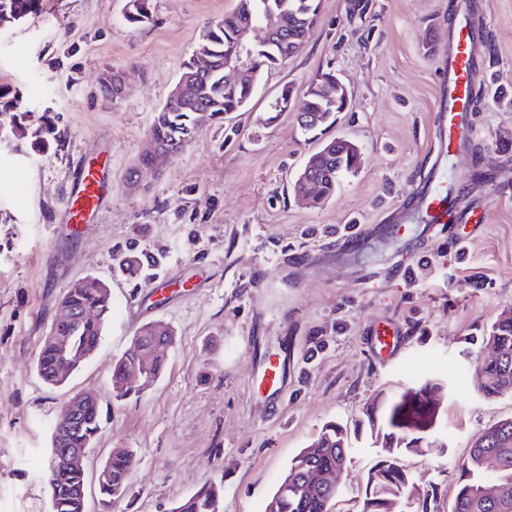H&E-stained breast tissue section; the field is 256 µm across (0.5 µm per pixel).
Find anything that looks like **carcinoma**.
Listing matches in <instances>:
<instances>
[{
    "mask_svg": "<svg viewBox=\"0 0 512 512\" xmlns=\"http://www.w3.org/2000/svg\"><path fill=\"white\" fill-rule=\"evenodd\" d=\"M300 0H237L235 8L224 17L208 23L196 50L182 64L181 74L190 73L196 65V56L209 60L207 71L196 75L186 86L191 101L189 109H169L165 106L155 112L150 137L159 143L192 140L200 131L197 111L208 113L209 120L224 122L228 114L241 109L243 102L252 99L249 88L240 84H224V58L232 51L234 34L240 25L256 21L268 10L283 13V38L278 40L272 55L264 54L254 63L246 59L256 76L280 66L278 60L295 56L302 45L304 34L299 18L289 13ZM45 0H0V23H14L40 15ZM152 18V0H128L125 20L131 24L144 23ZM24 115L17 112L12 100H0V134L25 127ZM32 144L45 147L56 138L54 117L41 116L40 124L31 129ZM355 155L345 153L338 159L330 158L319 168L320 191L333 197L342 175L356 167ZM163 252L157 251L146 261L131 245L116 256L118 270L129 278L144 282L155 275L163 263ZM67 313L54 316L48 335L39 350L36 368L41 378L53 387L58 382V357L65 350L70 355L72 370L87 362L100 345L105 325L112 319V292L104 282L75 283L60 299ZM144 345L172 343L173 329L162 321L149 322L141 327ZM486 344L498 353L477 362L484 383L482 395L491 398L512 392V318L497 320L485 337ZM131 353L121 356L112 367V393L116 400L127 397L133 388L124 385ZM144 376L155 382L165 368L164 354L158 352L140 360ZM442 384L424 379L404 393L383 398L367 406L364 415L369 423L374 444L379 448V460L367 472L365 495L359 512H406L418 501L420 492L402 458L407 454L427 455L445 448L447 431L439 426L440 406L434 402L426 411L417 409V403L427 393H437ZM80 422L64 430L62 447L88 448L96 440L100 426V408L95 400H87L77 408ZM351 445L347 430L335 423L326 425L317 438L302 449L291 461L274 494L265 506V512H333L340 490L326 481L328 474L346 465ZM134 457L124 449L112 451L99 470L105 473L98 483L100 512H111L112 504L123 499L128 491L129 474ZM464 481L455 495L451 512H512V418L501 420L485 429L472 443L462 463ZM86 471L68 470L62 475H47L50 512H87V497L81 494L86 485ZM498 484L505 492L498 498L483 494L485 485ZM223 488L209 484L182 498L173 512H218Z\"/></svg>",
    "mask_w": 512,
    "mask_h": 512,
    "instance_id": "cac0c4a2",
    "label": "carcinoma"
}]
</instances>
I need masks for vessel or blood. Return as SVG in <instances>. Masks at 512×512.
<instances>
[{
	"instance_id": "1",
	"label": "vessel or blood",
	"mask_w": 512,
	"mask_h": 512,
	"mask_svg": "<svg viewBox=\"0 0 512 512\" xmlns=\"http://www.w3.org/2000/svg\"><path fill=\"white\" fill-rule=\"evenodd\" d=\"M484 25L483 14L468 12L453 34L447 76L441 87L432 124V135L439 146L437 160L410 213L411 219L431 227L457 224L465 218L466 204L460 200L449 201L445 185L448 181V156L456 141L455 134L469 128L466 95L471 87L470 60L475 51V34ZM104 197V184L98 169L85 166L77 188L67 203V223H87Z\"/></svg>"
}]
</instances>
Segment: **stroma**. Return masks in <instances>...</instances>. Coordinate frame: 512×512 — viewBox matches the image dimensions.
Wrapping results in <instances>:
<instances>
[{"label": "stroma", "mask_w": 512, "mask_h": 512, "mask_svg": "<svg viewBox=\"0 0 512 512\" xmlns=\"http://www.w3.org/2000/svg\"><path fill=\"white\" fill-rule=\"evenodd\" d=\"M486 13L471 75L484 94L468 146L448 160L477 219L427 229L387 224L412 205L435 161L432 119L446 73L448 4ZM128 0H47L38 17L0 27V82L32 117L52 110L58 143L0 140V512H50L51 428L73 392L101 406L89 450L94 473L112 449L136 459L112 512H170L206 483L221 512H265L291 460L325 423L349 427L353 448L334 512H357L378 450L363 409L443 379L445 453L404 463L427 512H449L470 445L512 417V393L485 398L476 373L484 332L512 308V0H321L316 26L288 63L265 72L229 123L204 124L162 172L142 170L154 113L211 20L236 0H153L151 21L128 25ZM124 96L98 95L106 69ZM334 72L350 93L333 135L359 145L361 166L313 207L292 185L316 144L295 112L270 113L284 84L304 89ZM106 158L110 192L89 223L63 221L82 163ZM364 232L362 244L344 243ZM165 254L169 291L114 274L131 240ZM93 275L114 310L93 357L52 387L36 357L60 295ZM175 331L161 377L112 401V365L135 330ZM402 348L385 361L374 335ZM288 360L281 391L260 382L265 354Z\"/></svg>", "instance_id": "1"}]
</instances>
